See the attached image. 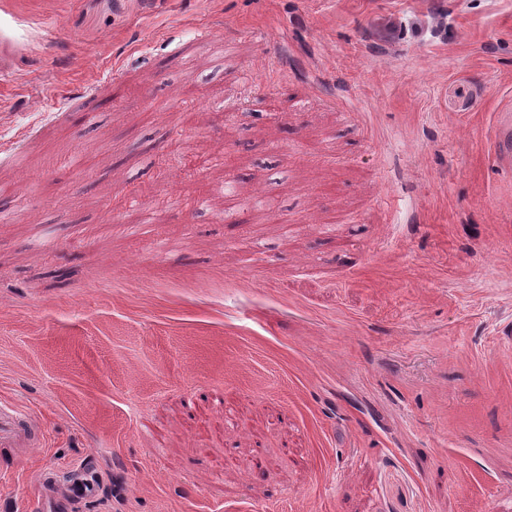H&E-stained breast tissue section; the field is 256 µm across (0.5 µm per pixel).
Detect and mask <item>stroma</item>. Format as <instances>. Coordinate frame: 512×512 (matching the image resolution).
<instances>
[{
    "mask_svg": "<svg viewBox=\"0 0 512 512\" xmlns=\"http://www.w3.org/2000/svg\"><path fill=\"white\" fill-rule=\"evenodd\" d=\"M0 18V512H512V0ZM512 110L497 114L494 152L498 163L507 169L512 168ZM40 442V429H34L12 404L0 403V447H34ZM46 492L38 500L37 512H62L67 505L94 499L99 490V478L87 465L73 468L69 484L61 493L55 492L48 482Z\"/></svg>",
    "mask_w": 512,
    "mask_h": 512,
    "instance_id": "1",
    "label": "stroma"
}]
</instances>
